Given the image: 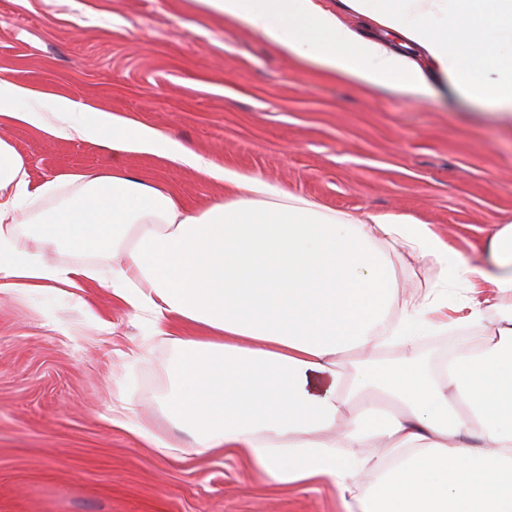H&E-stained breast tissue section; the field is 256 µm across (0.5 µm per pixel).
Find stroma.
I'll use <instances>...</instances> for the list:
<instances>
[{"instance_id": "1", "label": "stroma", "mask_w": 512, "mask_h": 512, "mask_svg": "<svg viewBox=\"0 0 512 512\" xmlns=\"http://www.w3.org/2000/svg\"><path fill=\"white\" fill-rule=\"evenodd\" d=\"M0 68L337 214L434 225L475 266L486 232L512 224V127L491 109L363 89L199 0H0ZM0 139L35 184L119 166L201 209L233 191L162 155L1 119ZM173 353L99 283L75 298L0 293V512H342L330 483L274 486L217 451L179 462L114 423L126 396L191 447L164 410Z\"/></svg>"}]
</instances>
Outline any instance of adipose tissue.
<instances>
[{
	"label": "adipose tissue",
	"instance_id": "adipose-tissue-1",
	"mask_svg": "<svg viewBox=\"0 0 512 512\" xmlns=\"http://www.w3.org/2000/svg\"><path fill=\"white\" fill-rule=\"evenodd\" d=\"M200 2L325 73L414 99L451 94L512 122V0ZM0 101L7 121L103 138L119 154L163 151L237 190L196 210L118 167L35 185L0 140L1 293L108 284L171 339L172 420L201 451L239 455L271 483L328 480L346 512H512V224L488 234L473 272L434 225L340 217L6 70ZM67 184L79 192L24 233L31 209ZM62 244L119 260L105 272L44 260ZM395 244L436 268L424 294L399 298ZM185 323L200 335H176ZM451 330L466 340L423 361L422 338ZM387 344L401 359L379 361Z\"/></svg>",
	"mask_w": 512,
	"mask_h": 512
}]
</instances>
